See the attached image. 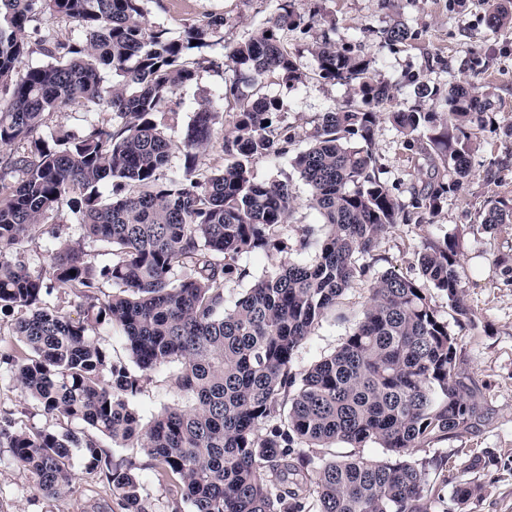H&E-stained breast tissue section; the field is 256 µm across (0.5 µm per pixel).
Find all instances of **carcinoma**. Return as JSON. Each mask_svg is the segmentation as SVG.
Returning <instances> with one entry per match:
<instances>
[{
	"label": "carcinoma",
	"instance_id": "obj_1",
	"mask_svg": "<svg viewBox=\"0 0 512 512\" xmlns=\"http://www.w3.org/2000/svg\"><path fill=\"white\" fill-rule=\"evenodd\" d=\"M147 0H0V312L23 308L14 326L23 345L6 355L21 388L46 413L77 427L56 433L0 422V448L35 478L36 488L60 495L72 485L71 458L112 487L122 512H148L133 461H113L91 431L123 448L142 449L150 466L175 474L193 512H431L439 494L416 448L477 428L481 395L457 364V337L432 290L446 295L456 320L475 321L456 271L459 243L429 242L418 252L423 281L394 270L375 277L363 317L342 345L306 369L294 365L301 343L355 282L367 276L381 239L397 224L431 219L448 194L472 174L468 142L482 129L489 103L456 84L449 112L390 113L408 150L433 169L424 185L400 199L380 178L373 151L380 113L393 86L376 78L370 61L325 37L316 46V74L353 86L360 101L326 112L311 143L292 159L309 186L324 234L315 257L289 260L256 281L234 306L224 289L247 270L246 253L281 244L292 216L289 181L258 182L259 157L289 153L295 135L280 117V101L255 85L277 74L293 86L305 77L277 30L300 16L283 7L272 26L239 44L229 60L249 83H233L220 99L234 103L224 130V165L192 177L214 136L218 111L197 103L180 144L167 135V104L195 77L186 51L209 45L224 19L192 25L179 41L146 22ZM486 25L512 21V9L486 0ZM46 18L75 24L78 36L40 44L47 62L20 68L30 23ZM197 44H192V41ZM115 77L101 85L100 70ZM74 105L112 122L95 121L74 136L35 138L46 114ZM431 127L429 147L416 134ZM184 174L171 170L174 150ZM111 186L103 199L101 188ZM74 214L84 237L112 247L97 266L82 244L50 254L54 287L82 299L75 320L42 307L48 284L11 258L13 247L46 234L44 221ZM482 223L512 224V203H487ZM112 295L102 302L103 284ZM107 325L125 341L129 362L114 360L95 339ZM177 362L174 386L194 400L144 424L132 405L140 375ZM110 380L102 382V375ZM345 443L383 449L384 458H314L306 448ZM483 449L461 464L443 512H467L483 486L465 475L494 461Z\"/></svg>",
	"mask_w": 512,
	"mask_h": 512
}]
</instances>
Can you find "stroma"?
<instances>
[{"mask_svg": "<svg viewBox=\"0 0 512 512\" xmlns=\"http://www.w3.org/2000/svg\"><path fill=\"white\" fill-rule=\"evenodd\" d=\"M291 2L301 17L298 28L280 29L278 38L295 54L306 73L304 81L288 86L279 76L265 79L263 91L277 97L284 124L296 128L299 137L292 153L307 148L318 117L354 100L351 86L332 83L315 73L313 51L330 37L337 46H348L372 61L379 77L390 81L395 97L390 111L415 107L433 109L430 100H420L415 90L426 84L446 96L451 85L473 84L479 98L489 101L485 127L470 141L472 175L463 189L449 195L441 210L422 224H398L382 238L371 277L394 270L409 278H419L417 253L425 243L460 239L462 252L457 273L466 303L476 312L475 323L450 322L459 338L460 365L483 392L488 419L478 431L438 441L415 449L414 459H439L442 474L459 476V464L483 448L494 451L496 462L478 473L484 486L481 498L470 512H512V225L486 229L482 215L488 200L512 199V25L498 31L487 29L483 0H149V25L167 29L170 38L181 39L185 29L211 17L224 19L221 38L201 49L187 51V61H202L195 80L176 98V114L168 131L173 141H181L198 101L214 97L226 84L244 82L246 69L228 64L227 57L241 42L257 37L271 26L284 2ZM400 25L409 32L402 43H389L384 30ZM373 150L381 166L380 178L401 199L425 184L430 171L415 152L404 145V137L380 118ZM257 180L289 178L294 213L279 237L285 251L258 250L239 258L249 275L230 281L225 290L228 303H235L259 279L273 273L285 260L297 259L295 246L303 230H310L312 247L306 257H314L313 246L322 237L320 216L311 204L305 181L291 166L290 155L259 158L252 165ZM49 235L18 246L17 257L31 269L49 267L48 253L56 242L83 241L92 261L104 265L111 256L107 246L84 241L83 229L75 216L64 213L48 220ZM368 280L356 282L336 310L316 325L294 355L297 368H305L336 350L361 319L369 295ZM179 368L170 363L147 373L133 398L143 422L171 408L187 409L189 395L175 388L171 376ZM11 419L15 428L36 431L69 429L66 418L47 414L16 382L10 364L0 359V416ZM72 488L61 496H47L35 487L31 473L16 465L8 449L0 448V512H104L111 501L105 480L88 471L80 456L72 458ZM179 481L144 467L141 494L151 512H192L189 503L177 496Z\"/></svg>", "mask_w": 512, "mask_h": 512, "instance_id": "1", "label": "stroma"}]
</instances>
